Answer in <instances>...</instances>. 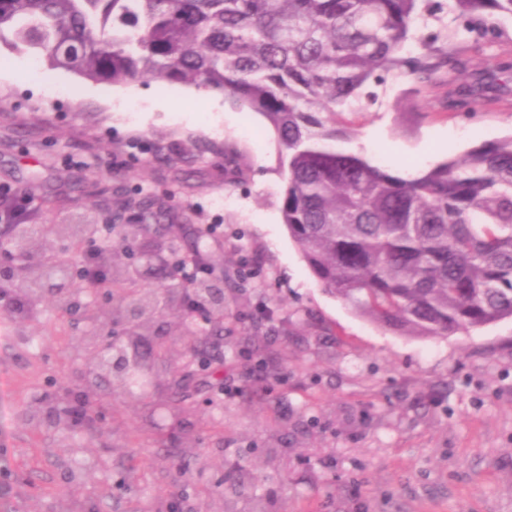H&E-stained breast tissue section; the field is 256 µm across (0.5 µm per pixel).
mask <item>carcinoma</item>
<instances>
[{
	"instance_id": "cac0c4a2",
	"label": "carcinoma",
	"mask_w": 512,
	"mask_h": 512,
	"mask_svg": "<svg viewBox=\"0 0 512 512\" xmlns=\"http://www.w3.org/2000/svg\"><path fill=\"white\" fill-rule=\"evenodd\" d=\"M448 45L494 44L512 0H450ZM427 0H0V45L114 85L165 80L224 94L262 116L282 147V223L319 285L359 315L407 336H447L512 318V136L484 142L415 175L343 147L342 113L389 75L431 83L456 53L415 36ZM495 81L459 78L455 107L494 101ZM139 221L154 202L134 203ZM11 242L38 239L10 223ZM76 253L97 224H57ZM112 320L131 305L143 330L160 309L150 288L110 281ZM74 286L73 266H30L10 288L37 297ZM193 355L224 362L210 333L182 325ZM147 399L134 378L117 385Z\"/></svg>"
}]
</instances>
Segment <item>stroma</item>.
I'll return each mask as SVG.
<instances>
[{"label":"stroma","instance_id":"obj_1","mask_svg":"<svg viewBox=\"0 0 512 512\" xmlns=\"http://www.w3.org/2000/svg\"><path fill=\"white\" fill-rule=\"evenodd\" d=\"M461 48L469 73L493 70L512 57V24ZM32 64L0 50V188L42 225L153 199L165 240L224 277V383L197 385L209 406L178 419L161 417L164 394H111L92 425L48 430L27 413L81 397L90 326L49 300L34 317L0 313V512H149L174 494L191 512L214 497L236 512H512V319L430 338L374 324L316 282L290 237L281 148L260 115L192 85ZM447 77H388L345 113L349 150L415 173L512 136V79L464 112ZM104 238L135 287L163 288L137 273L151 235ZM176 431L201 451L185 466L166 453Z\"/></svg>","mask_w":512,"mask_h":512}]
</instances>
